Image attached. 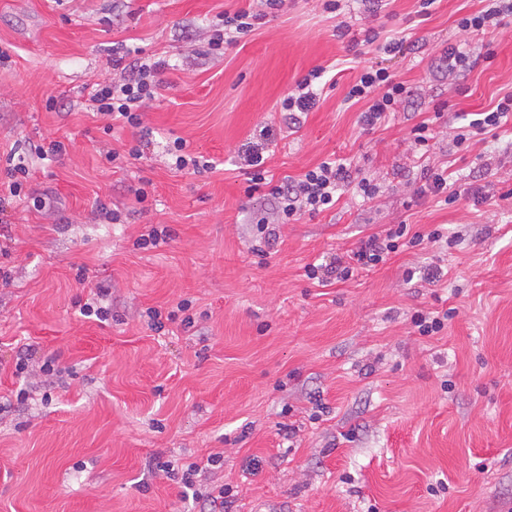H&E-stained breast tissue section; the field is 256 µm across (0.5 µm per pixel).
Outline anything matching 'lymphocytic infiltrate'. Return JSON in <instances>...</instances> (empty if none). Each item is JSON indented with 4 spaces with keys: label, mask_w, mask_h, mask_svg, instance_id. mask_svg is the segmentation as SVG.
Masks as SVG:
<instances>
[{
    "label": "lymphocytic infiltrate",
    "mask_w": 512,
    "mask_h": 512,
    "mask_svg": "<svg viewBox=\"0 0 512 512\" xmlns=\"http://www.w3.org/2000/svg\"><path fill=\"white\" fill-rule=\"evenodd\" d=\"M285 0H250L248 7L233 12H224L218 30L207 43L206 52L212 56L223 55L227 46L239 43L249 36L266 18L275 16ZM512 18V0H485L477 13L462 17L458 21L461 30L486 35L504 26ZM166 59L141 56L139 49L123 44L112 47L111 82H94L88 85V99L94 111L111 118L131 129H140L149 104L163 87L162 73L167 69ZM324 68L317 67L298 79L291 92L281 102L288 130L300 128L302 117L315 107L322 93ZM414 95L398 76L382 67H365L353 84L345 99L362 104L359 121L366 128H374L398 111ZM512 118V94L504 96L490 110L479 113L467 124L454 127L452 143L455 147H467L482 141L484 135L499 129ZM412 158L420 168V185L416 190L420 196L440 197L451 203L459 195L478 197L476 187H466L464 192L448 189L447 165L431 162L434 138L427 122H420L411 130ZM273 140V131L263 128L259 138L240 154L242 170L247 175L248 195H260L268 201L270 208L255 217L256 231L261 243L277 238L281 225L298 221L304 215H316L335 205L338 191L348 190L353 195L370 201L378 197L380 188L373 179L362 175L360 170L334 160H326L306 170L297 178L273 181L264 167V152ZM405 225H397L368 236L361 246L353 251L349 262L334 266L310 265L306 268L309 279L319 284L331 281H346L360 269H370L384 262L398 251L400 240L405 237ZM221 454L208 455L206 459L192 461L181 468L180 483L184 492L193 498L209 503L210 512H224V500L228 490L224 486H213L208 492H200L197 480L213 466L220 464Z\"/></svg>",
    "instance_id": "1"
}]
</instances>
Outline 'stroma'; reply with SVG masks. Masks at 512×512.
<instances>
[{
	"instance_id": "stroma-1",
	"label": "stroma",
	"mask_w": 512,
	"mask_h": 512,
	"mask_svg": "<svg viewBox=\"0 0 512 512\" xmlns=\"http://www.w3.org/2000/svg\"><path fill=\"white\" fill-rule=\"evenodd\" d=\"M247 4L0 0V183L11 152L46 139L67 147L35 161L26 199L0 214L10 276L0 283V400L10 404L0 413V512H207L149 463L217 452L223 462L204 482L229 488L226 512H512V121L467 149L448 134L459 114L512 92V23L485 48L457 26L479 0H436L425 20L418 0H384L375 12L348 0L337 16L320 0H286L223 55H200L215 17ZM371 28L411 50L379 54L363 41ZM116 41L169 64L144 116L149 143L121 170L105 154L128 149L132 133L106 131L84 91L111 81ZM450 44L472 52L453 80L429 72ZM376 63L426 98L365 131L345 95ZM316 67L332 85L297 132H282L281 100ZM438 105L433 159L481 188L483 202L417 198L404 175L409 132ZM267 125L279 130L266 163L275 179L343 159L382 194H345L283 225L262 262L251 247L263 201L247 196L234 160ZM177 138L215 170H172L166 147ZM106 208L121 222L105 220ZM158 224L171 238L138 248ZM392 224L460 239L400 248L346 282L308 279V265L346 259ZM432 262L448 271L440 282L406 280ZM100 287L112 306L105 323L80 313ZM183 300L192 327L148 328L146 308L168 314ZM449 308L440 333L419 335L415 312ZM30 345L64 375L20 402L15 363Z\"/></svg>"
}]
</instances>
